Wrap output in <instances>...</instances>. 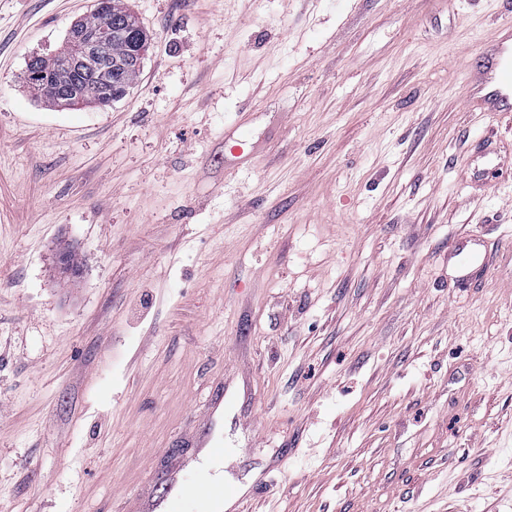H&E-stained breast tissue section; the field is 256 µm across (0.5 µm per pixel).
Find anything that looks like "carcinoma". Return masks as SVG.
Wrapping results in <instances>:
<instances>
[{
	"label": "carcinoma",
	"mask_w": 512,
	"mask_h": 512,
	"mask_svg": "<svg viewBox=\"0 0 512 512\" xmlns=\"http://www.w3.org/2000/svg\"><path fill=\"white\" fill-rule=\"evenodd\" d=\"M105 14H92L77 23L80 29H93L106 25L112 28V39L108 44V55L112 57V85L118 95L115 100L122 99L136 80L140 64L144 60L150 42L146 32L138 24L135 17L127 10L122 0H106ZM70 52L69 40H64L57 54L52 57L33 56L26 62V68L33 76L26 79L29 91L36 97L48 100L45 94V80L54 75L58 68L68 59ZM80 86L81 95L75 101L77 105H87L98 101V85L92 72L77 68L73 73ZM59 263L64 273L76 277L80 273V264L69 251L59 254Z\"/></svg>",
	"instance_id": "obj_1"
}]
</instances>
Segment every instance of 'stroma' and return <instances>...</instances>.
<instances>
[{
  "label": "stroma",
  "mask_w": 512,
  "mask_h": 512,
  "mask_svg": "<svg viewBox=\"0 0 512 512\" xmlns=\"http://www.w3.org/2000/svg\"><path fill=\"white\" fill-rule=\"evenodd\" d=\"M95 5L0 0V512H132L221 385L250 512H512V112L468 93L512 10L124 0L126 96L36 100Z\"/></svg>",
  "instance_id": "1"
}]
</instances>
